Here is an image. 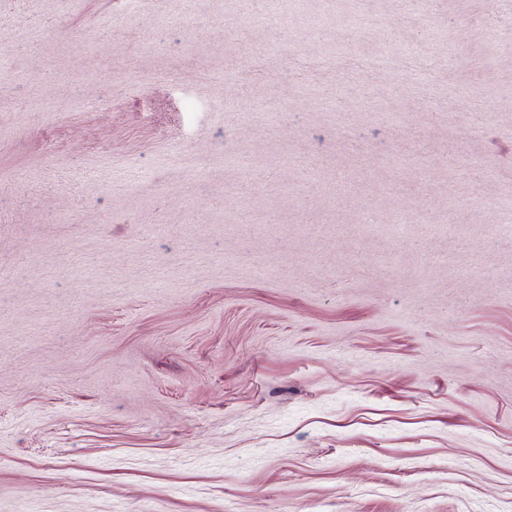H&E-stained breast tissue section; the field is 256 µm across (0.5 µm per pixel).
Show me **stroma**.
Returning a JSON list of instances; mask_svg holds the SVG:
<instances>
[{
	"mask_svg": "<svg viewBox=\"0 0 512 512\" xmlns=\"http://www.w3.org/2000/svg\"><path fill=\"white\" fill-rule=\"evenodd\" d=\"M509 225L512 0H0V512H512Z\"/></svg>",
	"mask_w": 512,
	"mask_h": 512,
	"instance_id": "stroma-1",
	"label": "stroma"
}]
</instances>
